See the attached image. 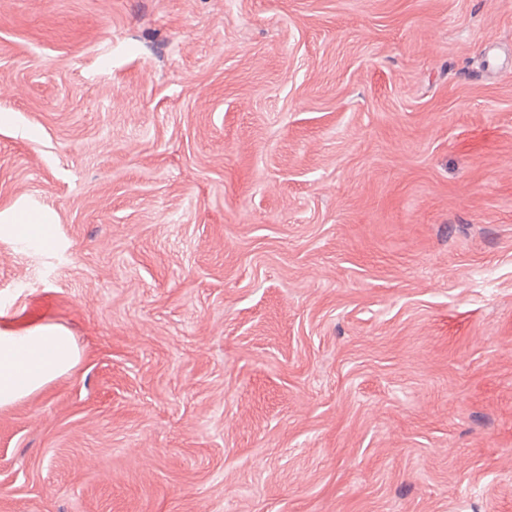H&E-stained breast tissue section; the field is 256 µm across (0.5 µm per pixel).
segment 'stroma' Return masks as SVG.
<instances>
[{
    "instance_id": "1",
    "label": "stroma",
    "mask_w": 512,
    "mask_h": 512,
    "mask_svg": "<svg viewBox=\"0 0 512 512\" xmlns=\"http://www.w3.org/2000/svg\"><path fill=\"white\" fill-rule=\"evenodd\" d=\"M1 114L0 512H512V0H0ZM13 224H19L17 226H22L24 228L20 239L22 242H29L31 238H42V231L39 224H44V220L33 213H29L28 211H20L16 213L13 217ZM17 226H13V230ZM80 353L71 333L57 325L0 331V407H8L69 373Z\"/></svg>"
}]
</instances>
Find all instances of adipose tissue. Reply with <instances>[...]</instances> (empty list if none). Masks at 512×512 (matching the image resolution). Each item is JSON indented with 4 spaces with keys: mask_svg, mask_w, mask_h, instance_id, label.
I'll return each instance as SVG.
<instances>
[{
    "mask_svg": "<svg viewBox=\"0 0 512 512\" xmlns=\"http://www.w3.org/2000/svg\"><path fill=\"white\" fill-rule=\"evenodd\" d=\"M80 353L71 333L57 325L0 331V407H8L69 373Z\"/></svg>",
    "mask_w": 512,
    "mask_h": 512,
    "instance_id": "adipose-tissue-1",
    "label": "adipose tissue"
}]
</instances>
